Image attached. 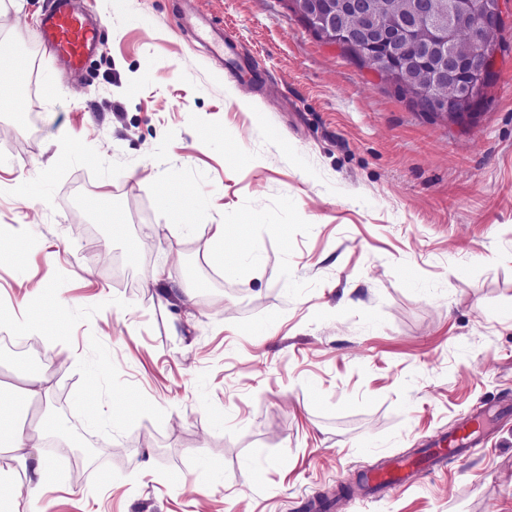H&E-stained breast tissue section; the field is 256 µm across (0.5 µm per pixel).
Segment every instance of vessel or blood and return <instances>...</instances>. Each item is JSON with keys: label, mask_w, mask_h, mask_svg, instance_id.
<instances>
[{"label": "vessel or blood", "mask_w": 512, "mask_h": 512, "mask_svg": "<svg viewBox=\"0 0 512 512\" xmlns=\"http://www.w3.org/2000/svg\"><path fill=\"white\" fill-rule=\"evenodd\" d=\"M186 23L217 53L224 55L227 73L236 74L238 62L233 41L225 36L221 23L204 15L187 17ZM103 34L102 23L81 9L76 0H52L38 30L41 44L73 76L81 74L86 61L96 54ZM502 413V407L497 405L477 407L450 433L425 440L416 455L389 457L378 468L368 471L367 487L384 490L408 486L419 471L437 470L446 458H468L474 448L484 444Z\"/></svg>", "instance_id": "obj_1"}]
</instances>
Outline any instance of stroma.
<instances>
[{"label":"stroma","mask_w":512,"mask_h":512,"mask_svg":"<svg viewBox=\"0 0 512 512\" xmlns=\"http://www.w3.org/2000/svg\"><path fill=\"white\" fill-rule=\"evenodd\" d=\"M0 0V352L13 512H301L474 407L512 400V0L473 118L414 109L287 0H84L101 50L69 82ZM222 20L240 81L182 19ZM223 237H216V226ZM139 284L105 277L104 256ZM35 399H27L31 388ZM121 449L108 480L24 460L47 428ZM336 512H512V415L483 447Z\"/></svg>","instance_id":"obj_1"}]
</instances>
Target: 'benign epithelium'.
<instances>
[{"mask_svg": "<svg viewBox=\"0 0 512 512\" xmlns=\"http://www.w3.org/2000/svg\"><path fill=\"white\" fill-rule=\"evenodd\" d=\"M300 14L323 37L354 49L358 60L390 73L409 84L412 73L435 62L433 83L417 91L448 121L460 122L461 109L481 92L487 73L490 35L498 29L499 9L473 0H413L415 17L428 24V42H418L412 28L385 24L372 0H300ZM351 15L358 25L348 27L341 18ZM467 34L471 51L457 55L453 37Z\"/></svg>", "mask_w": 512, "mask_h": 512, "instance_id": "7a95c632", "label": "benign epithelium"}]
</instances>
